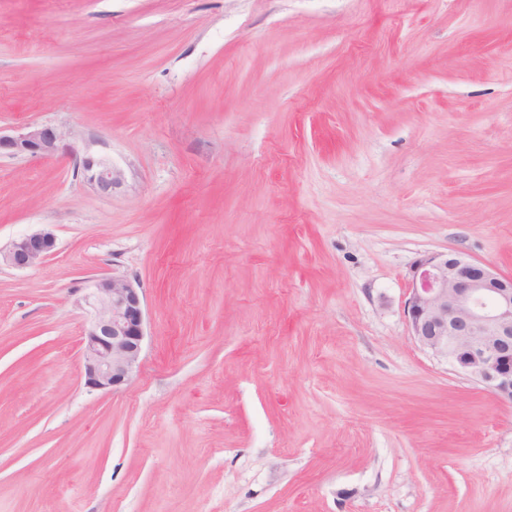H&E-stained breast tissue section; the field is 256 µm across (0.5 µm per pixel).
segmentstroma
Returning a JSON list of instances; mask_svg holds the SVG:
<instances>
[{
	"label": "stroma",
	"mask_w": 512,
	"mask_h": 512,
	"mask_svg": "<svg viewBox=\"0 0 512 512\" xmlns=\"http://www.w3.org/2000/svg\"><path fill=\"white\" fill-rule=\"evenodd\" d=\"M0 512H512V404L410 336L413 263L512 277V0H0ZM111 159L92 190L71 149ZM144 296L131 382L82 297ZM64 137L60 129L50 125L30 124L11 134L0 130V157H50ZM56 249L57 239L52 231H37L11 241L5 249L0 247V265L3 263L15 269L33 268ZM83 300L88 326L82 338L85 385L110 392L127 385L139 368L146 312L140 288L129 280H91Z\"/></svg>",
	"instance_id": "obj_1"
}]
</instances>
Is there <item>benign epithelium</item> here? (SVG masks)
Listing matches in <instances>:
<instances>
[{"mask_svg":"<svg viewBox=\"0 0 512 512\" xmlns=\"http://www.w3.org/2000/svg\"><path fill=\"white\" fill-rule=\"evenodd\" d=\"M64 137L60 129L40 124L0 133V157H50ZM71 152L97 193L109 195L121 184L122 172L109 158ZM56 249L52 231H37L0 248V264L33 268ZM86 290L85 385L114 391L139 368L146 327L143 295L132 282L113 276L90 281ZM405 314L410 335L423 349L512 403V278L460 251L426 255L412 267Z\"/></svg>","mask_w":512,"mask_h":512,"instance_id":"7a95c632","label":"benign epithelium"}]
</instances>
